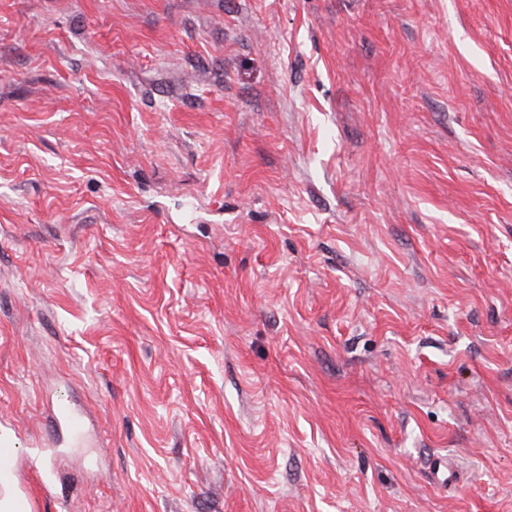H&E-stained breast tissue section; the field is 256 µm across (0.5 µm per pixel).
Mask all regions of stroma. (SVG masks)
Instances as JSON below:
<instances>
[{
    "mask_svg": "<svg viewBox=\"0 0 512 512\" xmlns=\"http://www.w3.org/2000/svg\"><path fill=\"white\" fill-rule=\"evenodd\" d=\"M1 427L37 512H512V0H0Z\"/></svg>",
    "mask_w": 512,
    "mask_h": 512,
    "instance_id": "obj_1",
    "label": "stroma"
}]
</instances>
